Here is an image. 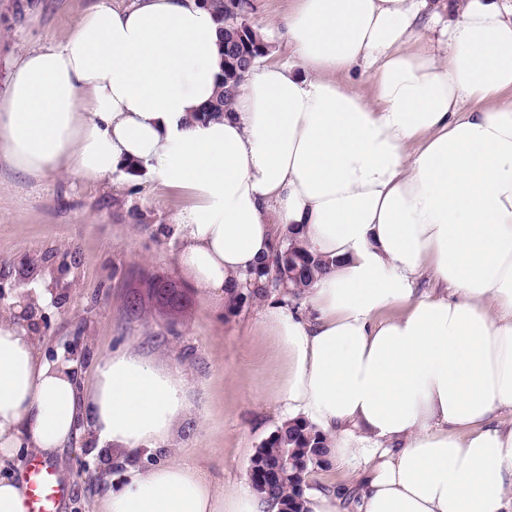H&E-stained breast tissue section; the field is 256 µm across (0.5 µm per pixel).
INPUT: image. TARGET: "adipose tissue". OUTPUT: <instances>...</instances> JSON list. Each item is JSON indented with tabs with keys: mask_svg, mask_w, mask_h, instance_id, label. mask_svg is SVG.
I'll return each mask as SVG.
<instances>
[{
	"mask_svg": "<svg viewBox=\"0 0 512 512\" xmlns=\"http://www.w3.org/2000/svg\"><path fill=\"white\" fill-rule=\"evenodd\" d=\"M218 24L196 0H98L26 52L0 99V158L40 178L120 173L189 197L186 284L230 303L296 229L334 264L307 311L261 325L285 420L359 475L358 512H512V0H289L296 60L260 62L231 112ZM431 275L439 291L419 293ZM0 321V456L58 454L79 430L151 452L191 403L134 349L91 387ZM96 512H278L175 458L136 467Z\"/></svg>",
	"mask_w": 512,
	"mask_h": 512,
	"instance_id": "obj_1",
	"label": "adipose tissue"
}]
</instances>
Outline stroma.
<instances>
[{
  "label": "stroma",
  "instance_id": "1",
  "mask_svg": "<svg viewBox=\"0 0 512 512\" xmlns=\"http://www.w3.org/2000/svg\"><path fill=\"white\" fill-rule=\"evenodd\" d=\"M96 0H0V93L24 53L66 39ZM190 199L121 175L97 181L62 172L33 179L0 163V283L39 290L59 280L63 302L45 305L35 333L44 357L66 346L84 357L91 383L99 359L137 347L157 365L181 373L191 401L175 426L174 450L220 484L248 482L250 459L280 424L274 389L280 363L259 324L269 297L234 312L185 289L179 310L150 298L146 280L180 282L175 254L178 215ZM141 298L132 308V298ZM98 443L83 434L50 460L66 493L54 512H93L120 475L98 476Z\"/></svg>",
  "mask_w": 512,
  "mask_h": 512
}]
</instances>
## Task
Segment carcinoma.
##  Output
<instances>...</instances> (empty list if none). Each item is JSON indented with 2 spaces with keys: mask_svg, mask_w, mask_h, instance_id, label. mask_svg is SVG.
<instances>
[{
  "mask_svg": "<svg viewBox=\"0 0 512 512\" xmlns=\"http://www.w3.org/2000/svg\"><path fill=\"white\" fill-rule=\"evenodd\" d=\"M197 3L222 23L218 31L219 50L224 59L222 74L215 96L199 109L205 117L218 116L231 110L246 75L256 63L270 55L272 45L261 38L248 20L250 0H197ZM328 267L329 261L313 255L296 234H287L275 250L271 264L259 273L262 279L259 288L267 287L269 280H284L291 296L299 298ZM326 448V438L311 424L288 422L255 449L251 464L257 470L272 468L292 449L299 470L310 471L316 466L314 456H324ZM263 495L277 501L282 512H308L305 493L291 478L268 486Z\"/></svg>",
  "mask_w": 512,
  "mask_h": 512,
  "instance_id": "obj_1",
  "label": "carcinoma"
}]
</instances>
